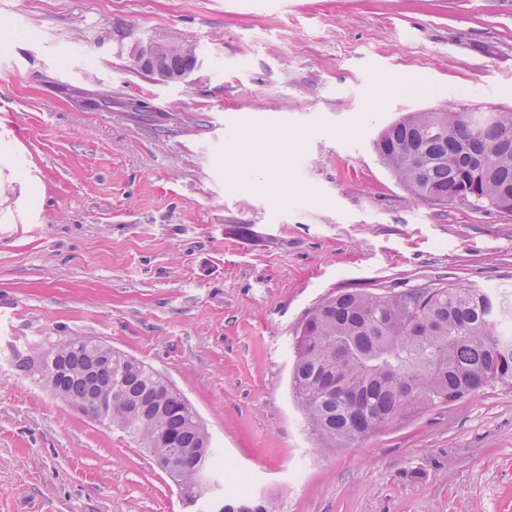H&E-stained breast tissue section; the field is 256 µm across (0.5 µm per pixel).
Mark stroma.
Listing matches in <instances>:
<instances>
[{
    "mask_svg": "<svg viewBox=\"0 0 512 512\" xmlns=\"http://www.w3.org/2000/svg\"><path fill=\"white\" fill-rule=\"evenodd\" d=\"M149 37L194 40L200 68L144 76ZM451 102L512 110V0H0V512H187L126 433L14 370L66 336L177 389L223 495L512 512V385L330 452L289 388L302 321L340 292L512 295V214L419 201L374 149ZM133 66L139 71L148 74L158 82L172 81L164 69L156 54V45L153 39L139 40L135 42L129 52Z\"/></svg>",
    "mask_w": 512,
    "mask_h": 512,
    "instance_id": "obj_1",
    "label": "stroma"
}]
</instances>
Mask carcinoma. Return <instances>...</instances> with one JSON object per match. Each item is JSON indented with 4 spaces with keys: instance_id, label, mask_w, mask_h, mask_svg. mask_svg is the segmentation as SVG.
Returning <instances> with one entry per match:
<instances>
[{
    "instance_id": "cac0c4a2",
    "label": "carcinoma",
    "mask_w": 512,
    "mask_h": 512,
    "mask_svg": "<svg viewBox=\"0 0 512 512\" xmlns=\"http://www.w3.org/2000/svg\"><path fill=\"white\" fill-rule=\"evenodd\" d=\"M192 54L165 56L171 73ZM512 111L450 103L413 112L375 140L381 163L417 199L466 202L512 213ZM512 302L481 288L449 285L392 296L348 291L310 312L297 332L290 387L324 449L359 442L387 423L512 383V336L499 331ZM18 370L82 413L107 421L148 450L184 505L209 497L220 475L210 438L188 402L152 368L85 337H67L35 357L15 354ZM224 512H269L249 494Z\"/></svg>"
}]
</instances>
